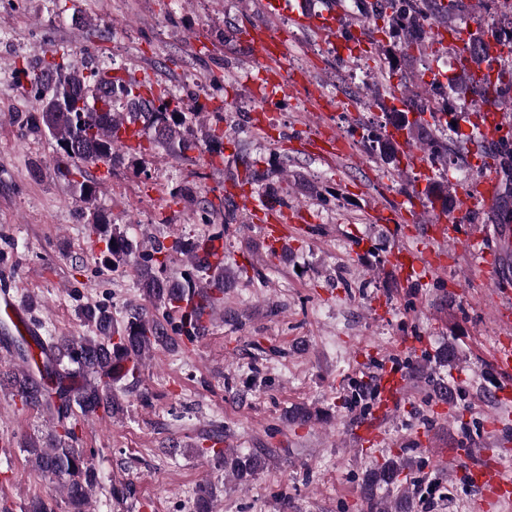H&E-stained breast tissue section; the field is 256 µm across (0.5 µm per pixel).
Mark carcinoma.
Returning <instances> with one entry per match:
<instances>
[{
  "instance_id": "1",
  "label": "carcinoma",
  "mask_w": 512,
  "mask_h": 512,
  "mask_svg": "<svg viewBox=\"0 0 512 512\" xmlns=\"http://www.w3.org/2000/svg\"><path fill=\"white\" fill-rule=\"evenodd\" d=\"M392 9L387 18L391 32L403 35L398 53L407 55L412 31L427 20L450 19L466 8L464 0H384L374 15ZM471 54L460 64L454 83L457 98L466 93L480 96L485 103L498 106L512 103V56L498 55L496 78L477 80L469 65L487 60L490 50L501 42L496 31L482 29L469 34ZM74 50L52 47L35 63L22 64L19 71L30 78L37 89V105L28 122L38 131L48 133L56 143L55 168L67 180L75 196L84 223L90 234L105 244L102 263L114 268L132 264L136 267L138 285L145 304L133 305L127 317L118 320L105 304L80 306L83 317L94 327L93 336H37L40 353L36 354L26 337L15 335L8 323L0 324V344L11 350L12 364L0 360V387L8 385L22 406L47 412L55 421L45 442H23L37 471L50 482H61V493L71 512H89L91 499L99 482L93 454L77 447V425L70 419L89 417L103 411L109 417L123 412L119 397L112 393V384L134 376L145 354L154 345L176 347L193 343L206 331L201 318L216 310L222 298L209 291L208 273L224 271V264L214 266L199 254L201 242L188 244L180 236L170 245L159 243L150 247L131 235L127 229L111 223L95 201L100 193V180L89 173V167L112 165L122 143L117 129L125 122H142L155 131L154 142L171 153L184 157L195 148L190 123L201 110L200 104L186 107L166 89L151 84L132 85L118 76L104 78L100 72L84 71L70 61ZM412 112L386 113L387 124L398 132L417 131L422 144L432 156L448 153L446 130L442 123L425 125L419 115L425 105H410ZM417 118L409 119V114ZM366 139L370 149L380 155L396 157V143L390 135L369 131ZM493 160L499 178L497 210L503 223L512 222V136L507 134L484 147ZM186 258V269L178 276L168 273V265L178 257ZM206 446L199 455L213 458L224 465V471L241 480L256 474L265 465L261 456L248 453H224L218 447L222 437L207 435ZM400 465L391 460L369 472L363 482L365 497L374 500V491L396 484ZM213 488L201 486L195 493L190 512H212Z\"/></svg>"
}]
</instances>
